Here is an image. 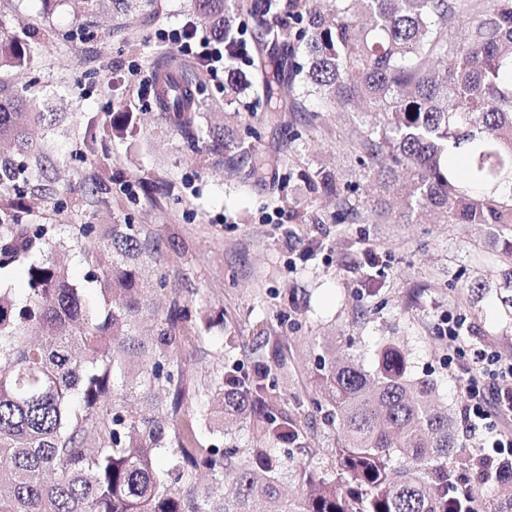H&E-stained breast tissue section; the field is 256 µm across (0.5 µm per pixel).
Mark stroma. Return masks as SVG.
<instances>
[{
  "label": "stroma",
  "instance_id": "obj_1",
  "mask_svg": "<svg viewBox=\"0 0 512 512\" xmlns=\"http://www.w3.org/2000/svg\"><path fill=\"white\" fill-rule=\"evenodd\" d=\"M0 18L20 31L55 33L30 69L0 74L1 86L26 89L41 111L63 117L61 125L37 130L59 187L27 195V223L56 224L65 235L73 224L125 219L149 231L171 288L223 313V325L211 331L223 356L246 367L257 358L268 365L283 407L303 423L310 466L326 462L337 436L313 405L318 356L333 347L370 371L390 338L411 376L433 379L460 443L477 454L483 434L461 413L463 382L448 367L442 325L460 318L469 344L512 360V312L501 278L508 262L488 226L427 216L387 223L368 211L373 184L359 144L371 118L363 106L339 112L314 96L303 112L257 111L254 93L225 90L164 42L165 31L195 20L194 0H136L130 17L107 9L90 19L72 0L50 9L41 0H0ZM236 23L254 52L235 60L236 68L271 71L283 63V51L259 49L247 12ZM134 66L191 72L200 124L234 129L237 142L265 161V174L246 180L220 156L191 153L161 121L152 91L131 82ZM115 112L139 115L135 137L113 132ZM91 126L103 149L89 147ZM321 169L354 187L359 221H337L335 196L313 191L307 176ZM95 183L103 202L93 207L88 189ZM223 356L184 355L191 385L205 387Z\"/></svg>",
  "mask_w": 512,
  "mask_h": 512
}]
</instances>
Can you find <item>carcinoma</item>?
<instances>
[{
  "label": "carcinoma",
  "instance_id": "cac0c4a2",
  "mask_svg": "<svg viewBox=\"0 0 512 512\" xmlns=\"http://www.w3.org/2000/svg\"><path fill=\"white\" fill-rule=\"evenodd\" d=\"M338 2L333 13L315 0H195V9L231 52L242 8L259 42L285 51L288 70L262 72L261 111H286L298 81L305 98L364 100L383 113L360 146L378 186L374 211L401 222L426 208L448 224L512 233V192H498L512 184V0L473 17L453 49L444 24L460 0ZM290 16L304 30L293 32ZM34 41L0 21V69L29 68ZM154 94L191 152L219 155L233 144L225 129L199 125L190 76L166 72ZM44 120L26 111V96L0 87V141L14 147L0 153V270L25 267L28 290L22 303L0 290V512H512V466L503 463L491 500L462 484L453 419L433 404L432 381L407 376L393 340L370 372L333 350L318 358L314 404L337 431L323 471L278 448H304V428L282 410L262 362L249 372L227 363L205 392H190L181 353L202 345L224 314L178 294L164 310L151 306L149 292L167 289V273L144 282L142 267L159 263L161 250L139 224L70 225L99 302L46 254L55 226L24 223L21 207L30 190L56 191L51 159L28 135ZM112 129L134 134L137 115L112 113ZM249 159L253 176L262 163L250 151L229 163L240 170ZM307 180L336 196L340 219H358L333 174ZM145 318L147 338L138 333ZM205 424L247 428L253 444L206 446ZM160 448L171 456L165 471ZM203 473L211 482H199ZM286 479L296 496H282Z\"/></svg>",
  "mask_w": 512,
  "mask_h": 512
}]
</instances>
